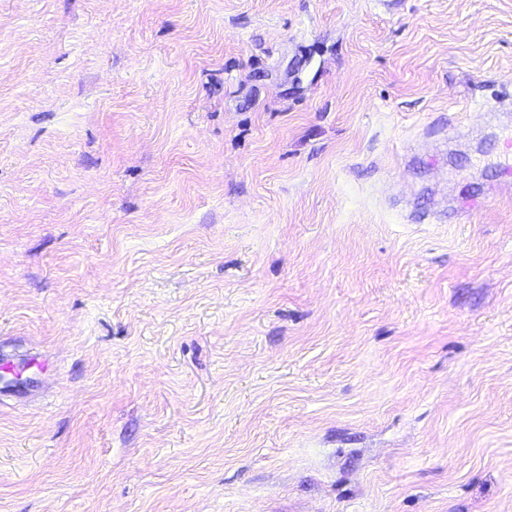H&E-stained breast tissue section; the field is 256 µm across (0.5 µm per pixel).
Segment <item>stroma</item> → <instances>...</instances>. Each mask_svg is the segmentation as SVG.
Masks as SVG:
<instances>
[{
	"mask_svg": "<svg viewBox=\"0 0 512 512\" xmlns=\"http://www.w3.org/2000/svg\"><path fill=\"white\" fill-rule=\"evenodd\" d=\"M510 100L512 0H0V512H512Z\"/></svg>",
	"mask_w": 512,
	"mask_h": 512,
	"instance_id": "35a3bbf8",
	"label": "stroma"
}]
</instances>
